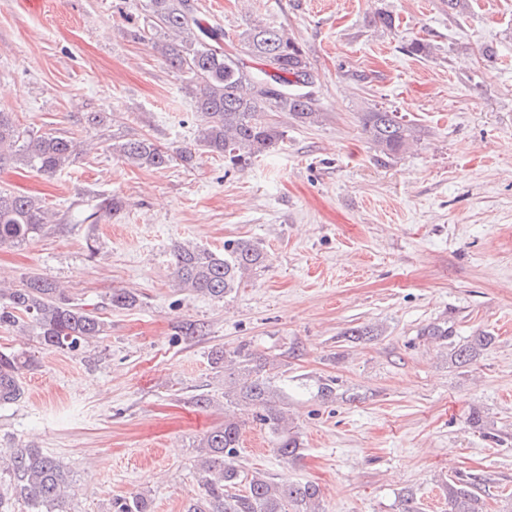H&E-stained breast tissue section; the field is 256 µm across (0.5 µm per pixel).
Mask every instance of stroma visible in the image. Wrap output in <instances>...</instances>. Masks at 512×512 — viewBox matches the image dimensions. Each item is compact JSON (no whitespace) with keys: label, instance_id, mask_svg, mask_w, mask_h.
Returning a JSON list of instances; mask_svg holds the SVG:
<instances>
[{"label":"stroma","instance_id":"1","mask_svg":"<svg viewBox=\"0 0 512 512\" xmlns=\"http://www.w3.org/2000/svg\"><path fill=\"white\" fill-rule=\"evenodd\" d=\"M193 3L228 53L252 26L287 30L311 62L319 121L278 113L283 145L243 168L200 149L163 170L130 163L114 144L145 136L174 150L199 129L144 0H41L33 12L0 0V111L27 134L84 146L53 175L0 164L1 189L52 215L29 245L0 247V280L42 275L108 325L78 352L0 328V354L37 360L19 376L24 397L0 405V454L33 445L56 457L65 512H112L135 494L184 512L202 491L197 444L224 422L211 353L247 343L287 378L302 450L281 462L236 407L244 470L318 485L320 512H399L405 494L446 512L442 485L458 479L476 484L485 512H512V0H471L462 17L448 0ZM380 9L398 27H374ZM415 39L432 55L409 54ZM373 106L421 127L420 143L378 157L360 123ZM111 195L120 211L79 223ZM238 238L269 255L248 285L221 301L174 288L175 244ZM119 291L135 305L112 306ZM430 324L447 338L423 335ZM357 325L379 334L348 340ZM479 335L491 345L451 360ZM330 378L333 397H317Z\"/></svg>","mask_w":512,"mask_h":512}]
</instances>
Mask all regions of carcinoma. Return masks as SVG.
Segmentation results:
<instances>
[{
    "instance_id": "1",
    "label": "carcinoma",
    "mask_w": 512,
    "mask_h": 512,
    "mask_svg": "<svg viewBox=\"0 0 512 512\" xmlns=\"http://www.w3.org/2000/svg\"><path fill=\"white\" fill-rule=\"evenodd\" d=\"M146 7L155 26L181 36L177 42L161 44V56L185 76L191 89L200 118L197 145L202 149L245 166L284 140V131L261 119V114L286 112L298 123L318 121L317 99L312 92L302 91L314 83L311 63L284 29L255 25L242 35L243 53L262 65L250 71L239 56L224 52L223 31L205 25L190 0H147ZM361 124L376 151L387 158L402 154L422 136L419 126L383 108L361 113ZM8 148L16 149V157L25 165L45 174L63 169L77 155L74 141L52 134L27 136L10 113L0 112V161L6 160ZM113 151L157 170L175 159L188 162L193 157L189 147L174 152L147 138L115 144ZM122 207L120 199L110 196L82 213L80 222L97 224L101 211L117 212ZM47 213L31 196L0 190V247H20L42 235ZM172 264L178 287L222 300L266 268L268 255L258 243L246 239L224 241L222 253L188 242L174 245ZM0 327L30 329L41 348L70 352L107 335L104 320L71 303L65 289L40 275L17 288H0ZM491 342L489 336H476L452 357L459 363L470 362ZM35 364L32 355H0V398H20L19 374ZM212 364L224 369L228 383L224 400L253 408V420L271 437L276 455L285 463L296 458L301 450L299 436L288 426V392L278 384L274 361L241 344L214 351ZM242 426V421L229 416L200 440L204 493L190 500L184 512H316L320 492L315 485L272 482L259 471L248 472L235 464ZM6 470L10 483L0 492V512H13L18 501L30 512H61L69 481L54 457L34 446L18 448L11 453ZM443 492L448 512H483L473 485L452 480L444 484ZM112 509L150 512L147 499L139 495L115 500Z\"/></svg>"
}]
</instances>
